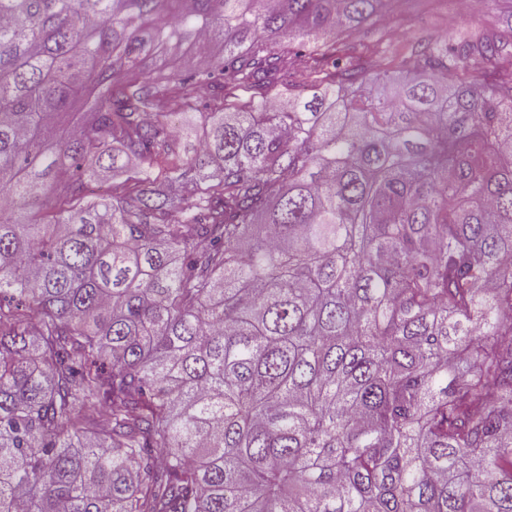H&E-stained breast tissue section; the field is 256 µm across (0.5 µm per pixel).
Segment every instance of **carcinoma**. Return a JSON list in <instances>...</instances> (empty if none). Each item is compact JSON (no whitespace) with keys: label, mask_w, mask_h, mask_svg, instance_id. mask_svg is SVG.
Wrapping results in <instances>:
<instances>
[{"label":"carcinoma","mask_w":512,"mask_h":512,"mask_svg":"<svg viewBox=\"0 0 512 512\" xmlns=\"http://www.w3.org/2000/svg\"><path fill=\"white\" fill-rule=\"evenodd\" d=\"M383 4L0 0V512H512V14ZM385 1L384 21L381 17L377 27L394 45L412 41L423 29L452 40L466 29L489 28L501 15L512 10V0H464L458 16L457 0Z\"/></svg>","instance_id":"1"}]
</instances>
